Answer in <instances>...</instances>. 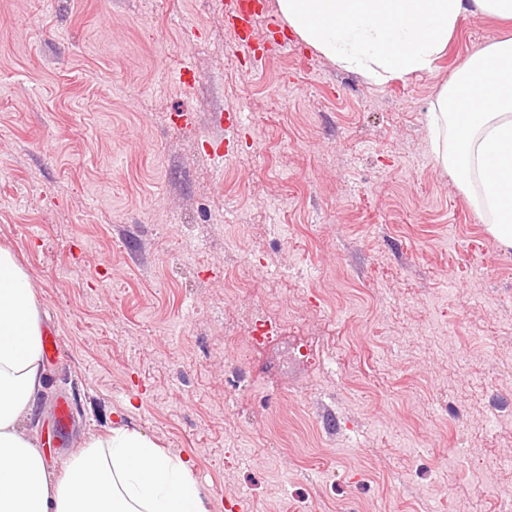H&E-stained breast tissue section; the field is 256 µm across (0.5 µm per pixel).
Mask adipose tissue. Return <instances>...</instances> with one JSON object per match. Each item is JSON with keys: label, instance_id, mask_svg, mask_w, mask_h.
Wrapping results in <instances>:
<instances>
[{"label": "adipose tissue", "instance_id": "obj_1", "mask_svg": "<svg viewBox=\"0 0 512 512\" xmlns=\"http://www.w3.org/2000/svg\"><path fill=\"white\" fill-rule=\"evenodd\" d=\"M290 33L373 83L431 71L460 17L512 20V0H276ZM439 163L512 249V39L470 57L428 114ZM38 296L0 246V512H210L187 460L124 427L86 441L61 478L20 431L43 388Z\"/></svg>", "mask_w": 512, "mask_h": 512}]
</instances>
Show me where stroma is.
<instances>
[{
	"mask_svg": "<svg viewBox=\"0 0 512 512\" xmlns=\"http://www.w3.org/2000/svg\"><path fill=\"white\" fill-rule=\"evenodd\" d=\"M224 10L0 0V244L61 338L23 431L56 472L90 437L143 433L191 461L211 512H499L512 249L427 114L512 25L464 16L432 71L375 84L302 42L252 67ZM262 311L286 321L254 352ZM298 341L308 361L283 366Z\"/></svg>",
	"mask_w": 512,
	"mask_h": 512,
	"instance_id": "obj_1",
	"label": "stroma"
}]
</instances>
